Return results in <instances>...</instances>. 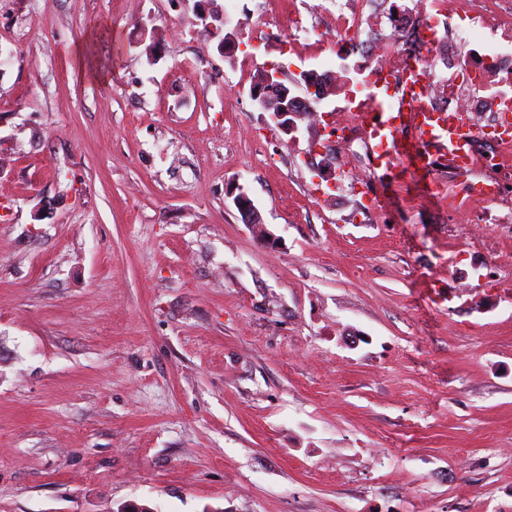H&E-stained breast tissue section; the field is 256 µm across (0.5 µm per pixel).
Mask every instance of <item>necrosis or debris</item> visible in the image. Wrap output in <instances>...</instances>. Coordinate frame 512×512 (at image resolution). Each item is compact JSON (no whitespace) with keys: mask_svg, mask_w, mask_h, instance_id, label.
I'll list each match as a JSON object with an SVG mask.
<instances>
[{"mask_svg":"<svg viewBox=\"0 0 512 512\" xmlns=\"http://www.w3.org/2000/svg\"><path fill=\"white\" fill-rule=\"evenodd\" d=\"M357 34L354 45L343 44L336 70L322 72L327 86L344 99L351 111L367 98L380 73L395 84L404 80L403 66L426 64L438 57L443 73L431 76L422 103L439 112L486 116L480 139L493 142L494 151L479 156L483 180L467 175L438 173L434 186L454 207H467L481 196L484 207L477 221L493 220L496 206L512 193V166L503 152L512 144L499 130L500 113L512 111V0H344L336 8V36Z\"/></svg>","mask_w":512,"mask_h":512,"instance_id":"necrosis-or-debris-1","label":"necrosis or debris"}]
</instances>
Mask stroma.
I'll list each match as a JSON object with an SVG mask.
<instances>
[{
  "instance_id": "stroma-1",
  "label": "stroma",
  "mask_w": 512,
  "mask_h": 512,
  "mask_svg": "<svg viewBox=\"0 0 512 512\" xmlns=\"http://www.w3.org/2000/svg\"><path fill=\"white\" fill-rule=\"evenodd\" d=\"M317 2L0 0V512H512V202L308 198L249 91ZM231 196L233 198V205L240 214L244 224H247L252 229H262V217L252 199L242 189H239V192L235 195L231 193Z\"/></svg>"
}]
</instances>
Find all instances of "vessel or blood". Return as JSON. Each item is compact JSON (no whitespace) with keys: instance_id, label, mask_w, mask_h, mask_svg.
<instances>
[{"instance_id":"1","label":"vessel or blood","mask_w":512,"mask_h":512,"mask_svg":"<svg viewBox=\"0 0 512 512\" xmlns=\"http://www.w3.org/2000/svg\"><path fill=\"white\" fill-rule=\"evenodd\" d=\"M430 80L425 67H417L401 93L380 83L359 113L373 135L372 151L380 168L388 172H416L422 160L420 144L447 156L448 164L460 171L472 168L466 146L475 135L472 125L463 123L453 112H431L423 108L420 97Z\"/></svg>"}]
</instances>
